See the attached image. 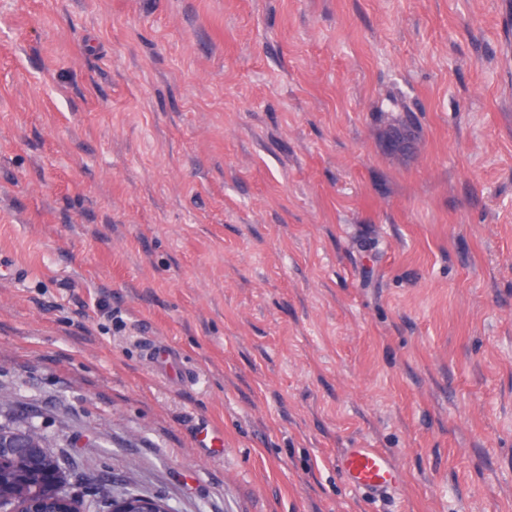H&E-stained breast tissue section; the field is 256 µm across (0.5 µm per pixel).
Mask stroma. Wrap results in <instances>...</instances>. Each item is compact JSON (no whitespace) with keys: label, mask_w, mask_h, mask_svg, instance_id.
<instances>
[{"label":"stroma","mask_w":512,"mask_h":512,"mask_svg":"<svg viewBox=\"0 0 512 512\" xmlns=\"http://www.w3.org/2000/svg\"><path fill=\"white\" fill-rule=\"evenodd\" d=\"M511 16L0 0L17 410L173 512H512ZM346 448L395 456L394 499L347 486Z\"/></svg>","instance_id":"obj_1"}]
</instances>
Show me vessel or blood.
Here are the masks:
<instances>
[{
	"label": "vessel or blood",
	"instance_id": "obj_1",
	"mask_svg": "<svg viewBox=\"0 0 512 512\" xmlns=\"http://www.w3.org/2000/svg\"><path fill=\"white\" fill-rule=\"evenodd\" d=\"M338 469L348 486L367 498L391 493L401 480L392 455L380 448H349L338 458Z\"/></svg>",
	"mask_w": 512,
	"mask_h": 512
}]
</instances>
